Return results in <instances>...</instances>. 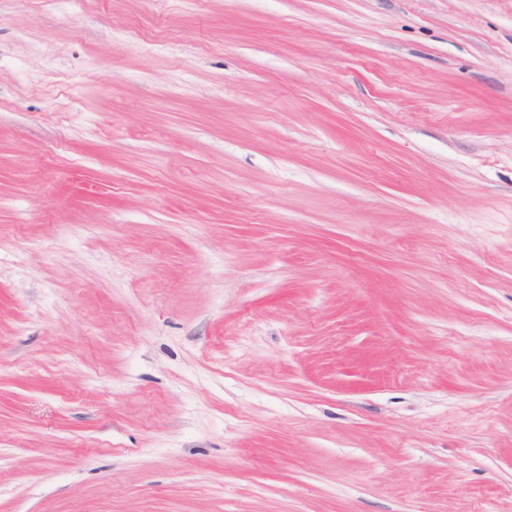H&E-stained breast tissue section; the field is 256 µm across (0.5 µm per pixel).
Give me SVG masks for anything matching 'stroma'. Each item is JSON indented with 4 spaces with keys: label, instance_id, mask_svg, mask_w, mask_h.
Wrapping results in <instances>:
<instances>
[{
    "label": "stroma",
    "instance_id": "obj_1",
    "mask_svg": "<svg viewBox=\"0 0 512 512\" xmlns=\"http://www.w3.org/2000/svg\"><path fill=\"white\" fill-rule=\"evenodd\" d=\"M0 512H512V0H0Z\"/></svg>",
    "mask_w": 512,
    "mask_h": 512
}]
</instances>
